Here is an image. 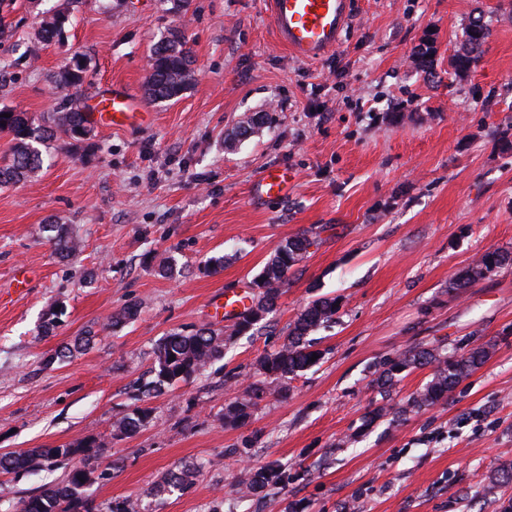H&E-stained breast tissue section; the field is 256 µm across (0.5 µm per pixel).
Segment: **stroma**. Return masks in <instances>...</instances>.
<instances>
[{
  "label": "stroma",
  "instance_id": "35a3bbf8",
  "mask_svg": "<svg viewBox=\"0 0 512 512\" xmlns=\"http://www.w3.org/2000/svg\"><path fill=\"white\" fill-rule=\"evenodd\" d=\"M49 9L70 22L43 43ZM478 17L490 35L453 76L448 59ZM174 30L187 33L194 79L178 99L146 101L147 128L97 127L80 144L56 132L41 172L0 187V454L95 440L87 496L102 510L130 498L148 512H499L512 498V483L490 482L512 463V266L459 294L448 283L484 252L512 251V138L499 135L512 125V0H354L339 47L318 62L276 41L263 0H0V107L55 111L54 76L76 55L80 100L114 82L143 95L152 50ZM271 166L288 168L293 191L253 199ZM52 224L72 227L76 259L55 254ZM301 234L313 244L269 326L149 397L150 426L113 437L163 338L231 331L209 298L250 284ZM213 256L222 268H208ZM322 296L340 309L312 334L319 364L287 395L266 391L245 422H222L258 358ZM130 303L137 318L111 326ZM88 330L86 351L45 366ZM470 340L494 350L446 402L364 427L383 403L380 360ZM190 462L203 467L190 488L154 497ZM272 462L282 488L234 492L236 476ZM62 476L0 474V512Z\"/></svg>",
  "mask_w": 512,
  "mask_h": 512
}]
</instances>
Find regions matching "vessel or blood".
Returning <instances> with one entry per match:
<instances>
[{
	"mask_svg": "<svg viewBox=\"0 0 512 512\" xmlns=\"http://www.w3.org/2000/svg\"><path fill=\"white\" fill-rule=\"evenodd\" d=\"M279 42L297 60L323 59L336 51L348 27L353 0H265ZM149 114L141 101L124 85L115 83L97 95L87 118L91 124L123 130L143 128ZM293 176L283 167H269L255 180L252 195L257 200L288 196ZM247 292L223 295L211 303L215 317L230 322L249 308Z\"/></svg>",
	"mask_w": 512,
	"mask_h": 512,
	"instance_id": "b4317fda",
	"label": "vessel or blood"
}]
</instances>
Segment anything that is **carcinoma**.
<instances>
[{
    "instance_id": "carcinoma-1",
    "label": "carcinoma",
    "mask_w": 512,
    "mask_h": 512,
    "mask_svg": "<svg viewBox=\"0 0 512 512\" xmlns=\"http://www.w3.org/2000/svg\"><path fill=\"white\" fill-rule=\"evenodd\" d=\"M65 24L59 15L47 17L40 25L38 37L50 42L60 36ZM489 35V29L479 19L470 23L466 30V48L454 53L448 60V73L461 75L471 70L477 60V53ZM188 41L180 32H172L163 37L155 46L151 58V74L146 85L147 97L154 101L172 100L187 90L191 79V56ZM87 68L71 71L65 66L55 76L54 83L61 91L57 111L35 123L24 112L8 107L0 108V133L10 137L11 148L8 155L0 159V186L15 184L36 175L43 168L44 159L39 146L54 135V130L64 127L71 139L78 141L79 130L89 123L76 99L78 89L84 83ZM56 254L62 258L76 256L80 242L72 231L63 224L50 225ZM311 241L304 235L290 238L280 245L269 259L262 272L252 281L258 289L257 300L235 323L232 335L226 336L221 330L200 328L189 333H173L163 339L155 350L152 379L142 384L138 391L142 396L160 392L166 387L194 378L224 359V351L232 339L245 335L253 336L266 327L267 318L273 312L275 301L288 282V272L299 263ZM512 264V253L492 250L483 253L476 263L458 274L448 285L451 292H462L481 278V271L491 273ZM338 311L336 298L322 297L312 301L300 313L288 330L284 343L272 352L264 353L258 360L257 371L262 381L253 383L245 390V397L226 408L224 422L236 424L245 422L251 415L256 400L264 393V382L279 385L276 392L285 395L288 381L300 376L315 365L311 357L321 356L313 349L307 336L331 323ZM93 336H78L74 342L55 350L45 360L50 366L57 361L73 356V353L87 349ZM493 345L470 342L446 354L435 348L415 347L394 356L380 360L375 371L374 383L383 396L390 394L391 388L404 371L423 365L432 366V379L417 390L407 401L398 406H380L365 420L370 427L376 420L392 415L394 417L409 412H420L448 399V395L466 377L478 370L490 357ZM152 408L136 405L122 419L117 421L116 436L131 435L149 426ZM82 441L75 440L68 448H31L23 453L10 452L0 455V473L16 477L34 475L42 470L65 469L63 479L43 486L37 493L18 501L16 512H97L90 500L84 496L87 482L85 470L90 468V459L74 462L72 449ZM200 472L197 464H185L171 471L163 485L155 489L154 495L189 488ZM282 466L266 465L253 471L243 479L246 494L256 493L284 481Z\"/></svg>"
}]
</instances>
